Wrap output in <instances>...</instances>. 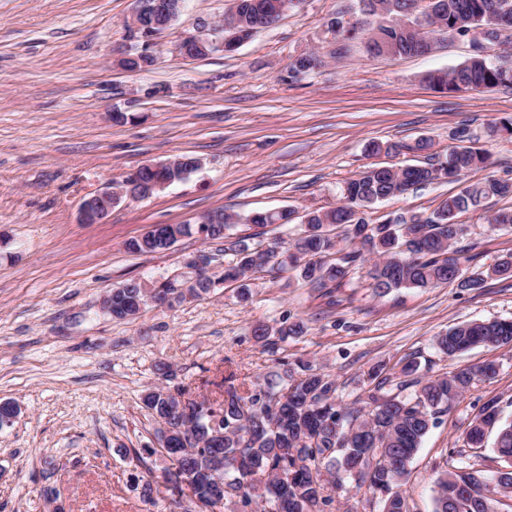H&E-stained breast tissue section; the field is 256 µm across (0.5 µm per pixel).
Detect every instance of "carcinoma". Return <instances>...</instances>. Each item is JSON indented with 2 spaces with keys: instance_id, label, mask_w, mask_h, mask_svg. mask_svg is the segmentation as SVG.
<instances>
[{
  "instance_id": "carcinoma-1",
  "label": "carcinoma",
  "mask_w": 512,
  "mask_h": 512,
  "mask_svg": "<svg viewBox=\"0 0 512 512\" xmlns=\"http://www.w3.org/2000/svg\"><path fill=\"white\" fill-rule=\"evenodd\" d=\"M391 0H369L367 8L373 15L366 27L347 29L342 26L344 15L336 14L327 25H341L339 34L347 40L369 43L384 32L396 40L397 55L419 54L416 34H398L399 23L386 27ZM269 0H240L224 20L236 17L250 20L261 12ZM440 9L426 19L433 27L429 34L442 28H454L458 19L467 18L483 24L503 6L512 8V0H437ZM321 64L320 55L305 52L290 63L289 74L299 75L312 64ZM425 80L438 92L456 93L461 90L480 91L499 86H512V75H505L498 65L487 60L480 47H472L471 57L450 70L432 71ZM425 140L415 144L372 146V152H400L404 149L423 151ZM487 150L456 146L445 159L436 163L403 166L369 167L359 178L347 183L344 203L329 209L305 212L309 229L293 240L274 238L263 245L262 233L227 240L226 250L236 261L224 268L223 283H236L239 296L248 301L250 289L246 280L251 272L280 273L297 271L299 277L319 288H335L350 269L362 266L366 257L376 260L368 267L370 285L378 294L397 288H433L458 283L462 288H477L484 277H512V255L500 260L487 271L464 272L465 248L459 246L464 225L457 222L460 214L478 208L490 197H511L512 182L488 179L469 183L448 196L434 209L424 224H351L348 215L352 206L370 209L390 198L400 197L423 183L439 178L448 169V181L459 182L471 170L487 163ZM171 227L161 228L129 242L137 253H153L163 249L165 235ZM126 291L112 296V318L123 320L132 306V294L142 295L141 283L125 282ZM216 288L214 279L198 272L193 297L201 298ZM512 344V320L472 321L455 325L438 337L439 349L455 356L476 347L498 348ZM497 367L493 363L481 367H465L429 378L421 374L420 361L406 360L398 376L384 375L377 370L370 375L372 386L351 406L336 404V382L329 375L299 361L284 373L273 372L264 383L252 391H239L224 378L228 386L224 399L210 409L205 402L189 401L182 405L186 390L180 386L159 388L145 395L144 405L153 414L169 423V417L181 414L193 420L191 437L194 442H182L181 432L166 437L163 456L171 449L190 447L181 453L178 463L185 477L195 485L199 501L207 504L213 488L211 474L224 475V512H327L334 503V494L343 489V481L360 470L364 478L355 481V488H365L372 494L377 512H409L402 487L408 482L410 465L423 438L435 426L441 415L460 400L476 377L493 378ZM396 385L413 394H390L386 387ZM499 420L497 401H488L480 416L466 432L472 448L484 447L485 427ZM512 450V422L499 427L493 451ZM512 498V481L502 477L488 479L481 471L468 466H451L436 479L434 512H455L451 501L467 496L470 502L465 512H485V505H494V495Z\"/></svg>"
}]
</instances>
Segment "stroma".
<instances>
[{
	"instance_id": "35a3bbf8",
	"label": "stroma",
	"mask_w": 512,
	"mask_h": 512,
	"mask_svg": "<svg viewBox=\"0 0 512 512\" xmlns=\"http://www.w3.org/2000/svg\"><path fill=\"white\" fill-rule=\"evenodd\" d=\"M231 4L187 0L157 38L153 66L127 71L118 61L135 0H0V401L19 406L0 427V512H48L47 490L62 512H191V501L172 502L162 486L159 423L143 405L163 384L161 364L191 398L220 400L225 376L252 389L303 359L335 379L336 402L346 406L372 368L410 356L428 376L492 362L496 376L475 379L424 437L404 487L409 510L433 512L446 464L463 460L489 478L508 467L492 448H469L466 431L491 399L512 419V345L451 358L436 339L462 322L512 318V278L378 294L356 268L328 295L295 272H263L246 302L230 284L129 321L103 311V297L124 281L192 277L188 262L201 251L218 278L232 260L223 241L195 235L156 253L129 251L154 224L221 210L239 217L231 235L250 234L252 212L334 207L369 166L443 158L463 131L491 156L467 181L512 179V86L441 93L424 80L465 62L469 39L439 41L427 55L375 57L327 26L336 12H356L358 0H299L235 51L175 55L183 39L211 35ZM310 50L322 66L289 78L292 57ZM116 111L132 121L113 123ZM420 139L428 152L367 151L373 141ZM181 155L201 162L187 180L122 200L105 223L79 222L87 197ZM458 189L436 182L365 218L427 215ZM508 208L512 198H494L459 217L481 269L512 254V229L487 222ZM286 321L307 330L269 345L253 334Z\"/></svg>"
}]
</instances>
